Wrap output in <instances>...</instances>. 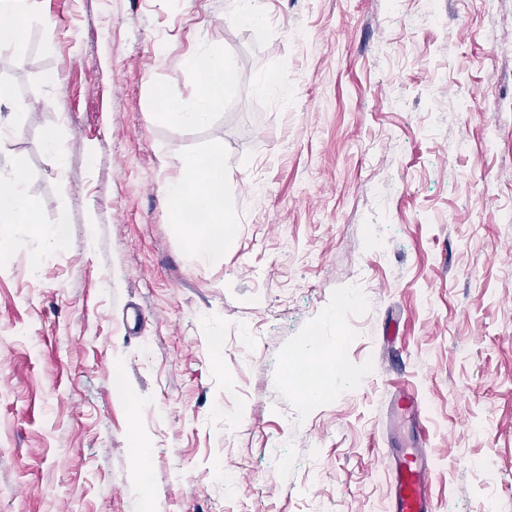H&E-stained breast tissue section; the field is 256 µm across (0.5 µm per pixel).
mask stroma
Segmentation results:
<instances>
[{"instance_id": "1", "label": "stroma", "mask_w": 512, "mask_h": 512, "mask_svg": "<svg viewBox=\"0 0 512 512\" xmlns=\"http://www.w3.org/2000/svg\"><path fill=\"white\" fill-rule=\"evenodd\" d=\"M24 6L0 178L47 233L0 225V512H385L406 389L436 512H512V0ZM207 50L223 108L169 123ZM214 149L201 259L164 186ZM312 335L339 356L313 401L285 374ZM418 397L416 393H406L400 396L397 400L395 399L390 407L388 414L389 428L393 422L400 417L415 415L418 411Z\"/></svg>"}]
</instances>
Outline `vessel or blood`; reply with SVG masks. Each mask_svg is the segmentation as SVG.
<instances>
[{
    "mask_svg": "<svg viewBox=\"0 0 512 512\" xmlns=\"http://www.w3.org/2000/svg\"><path fill=\"white\" fill-rule=\"evenodd\" d=\"M435 451L421 441L416 447L401 449L384 460L392 469L395 481L387 512H435L432 499L431 467Z\"/></svg>",
    "mask_w": 512,
    "mask_h": 512,
    "instance_id": "obj_1",
    "label": "vessel or blood"
}]
</instances>
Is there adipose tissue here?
I'll return each instance as SVG.
<instances>
[{
	"label": "adipose tissue",
	"mask_w": 512,
	"mask_h": 512,
	"mask_svg": "<svg viewBox=\"0 0 512 512\" xmlns=\"http://www.w3.org/2000/svg\"><path fill=\"white\" fill-rule=\"evenodd\" d=\"M190 68L203 73L197 105L193 111H184L172 99L161 101L167 119L177 124H201L224 105V91L232 80V70L223 55L204 52L189 62ZM22 170H15L9 184L0 183V224H26L36 235H44L35 202L20 189ZM167 193L174 206L176 222L187 220L190 215L204 216L191 237L192 250L199 256H210L224 249V165L220 153L184 159L181 176L170 182ZM336 355L332 347L321 349L318 362H310L304 354H296L286 362L287 374L301 381V393L306 399L319 395L320 376L333 372Z\"/></svg>",
	"instance_id": "adipose-tissue-1"
}]
</instances>
